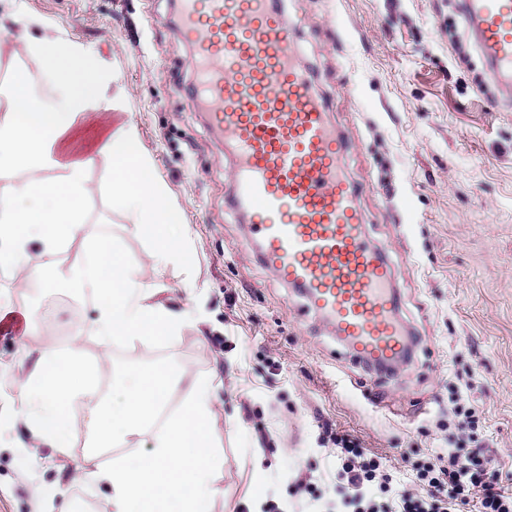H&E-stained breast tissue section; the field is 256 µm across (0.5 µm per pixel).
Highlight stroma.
I'll return each mask as SVG.
<instances>
[{
    "label": "stroma",
    "instance_id": "obj_1",
    "mask_svg": "<svg viewBox=\"0 0 512 512\" xmlns=\"http://www.w3.org/2000/svg\"><path fill=\"white\" fill-rule=\"evenodd\" d=\"M297 47L337 131L349 142L346 173L362 190L370 241L398 271L400 313L420 343L388 375L365 369L329 328L246 249L248 226L229 205L233 162L187 89L192 48L175 27L173 0H0V88L39 58L13 54L8 33L30 20L80 44L118 74L115 108L88 113L91 141L131 123L169 200L187 257L154 277L159 300L187 321L162 343L124 338L100 360L90 297L46 288L0 266V303L26 312L33 334L0 331V512H107L111 490L80 480L82 467L148 456L144 429L111 459L87 447L88 411L74 404L70 447L15 449L24 435V370L45 339L79 344L100 373L157 362L189 374L166 401L176 416L192 380L213 384L210 428L219 452L207 512H263L290 498L301 475L336 484L337 435L357 439L389 467L445 447L440 430L461 391L479 434L512 480V96L489 76L455 0H282ZM81 231L51 256L67 266L108 242L134 270L150 240L113 206L101 168L87 173Z\"/></svg>",
    "mask_w": 512,
    "mask_h": 512
}]
</instances>
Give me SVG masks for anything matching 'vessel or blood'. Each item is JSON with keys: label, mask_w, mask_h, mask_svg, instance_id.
I'll return each instance as SVG.
<instances>
[{"label": "vessel or blood", "mask_w": 512, "mask_h": 512, "mask_svg": "<svg viewBox=\"0 0 512 512\" xmlns=\"http://www.w3.org/2000/svg\"><path fill=\"white\" fill-rule=\"evenodd\" d=\"M480 57L512 86V0H458ZM193 49L198 104L235 155L233 209L247 245L279 282L329 322L360 362L381 370L403 359L397 271L369 244L358 187L342 171L347 142L303 67L276 0H177Z\"/></svg>", "instance_id": "1"}]
</instances>
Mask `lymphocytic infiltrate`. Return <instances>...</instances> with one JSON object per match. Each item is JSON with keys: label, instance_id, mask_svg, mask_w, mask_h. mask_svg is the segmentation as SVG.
<instances>
[{"label": "lymphocytic infiltrate", "instance_id": "f902f5d3", "mask_svg": "<svg viewBox=\"0 0 512 512\" xmlns=\"http://www.w3.org/2000/svg\"><path fill=\"white\" fill-rule=\"evenodd\" d=\"M478 423L475 408L454 403L448 417L452 447L433 449L428 460L413 463L407 485L355 439L337 437L336 512H512V484L498 480L496 461L471 435Z\"/></svg>", "mask_w": 512, "mask_h": 512}]
</instances>
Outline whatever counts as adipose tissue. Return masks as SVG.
Instances as JSON below:
<instances>
[{"label": "adipose tissue", "instance_id": "obj_1", "mask_svg": "<svg viewBox=\"0 0 512 512\" xmlns=\"http://www.w3.org/2000/svg\"><path fill=\"white\" fill-rule=\"evenodd\" d=\"M10 40L14 51L40 58L54 97L48 102L39 98L22 71L0 96V264L38 273L40 255L56 253L77 235L83 222L86 172L98 165L108 177L113 205L133 212L135 232L152 241L151 270L161 273L180 259L182 246L168 232L175 211L154 176L136 128L120 127L88 146L84 157H61L87 114L110 108V77L94 54L52 34L34 39L23 28ZM52 170L60 171V178L45 180L44 172ZM21 171L26 174L22 180L17 177ZM36 245L41 248L37 254L32 251ZM49 285L98 300L96 334L106 351L114 340L128 336L169 339L185 324L106 243L83 263L50 272ZM79 357V345L64 351L46 346L22 378L24 405L19 416L32 443L66 451L65 428L70 407L78 400L89 408L93 447L128 441L154 421L180 379L165 363L129 372L120 383L122 406L116 409L99 398L92 373ZM211 398V382L194 381L182 411L166 422L148 457L83 470V479L110 487L111 512H205V502L214 492L216 463L210 443Z\"/></svg>", "mask_w": 512, "mask_h": 512}]
</instances>
